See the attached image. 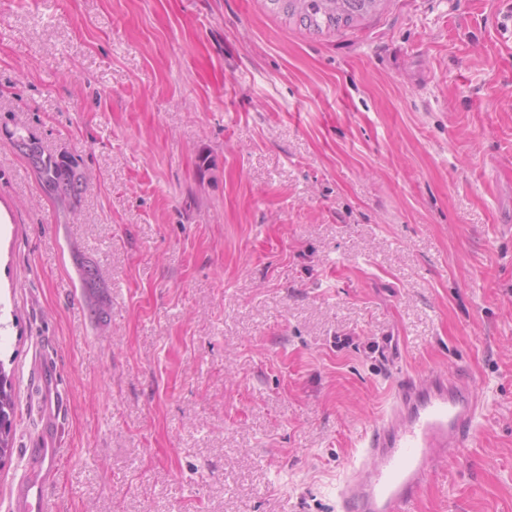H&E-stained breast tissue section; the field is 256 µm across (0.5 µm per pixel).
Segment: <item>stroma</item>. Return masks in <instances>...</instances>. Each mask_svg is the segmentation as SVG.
<instances>
[{
    "mask_svg": "<svg viewBox=\"0 0 512 512\" xmlns=\"http://www.w3.org/2000/svg\"><path fill=\"white\" fill-rule=\"evenodd\" d=\"M15 128L89 173L75 209ZM44 360L48 512H338L393 383L429 371L486 411L417 512H512V0L323 33L268 0H0V512ZM16 413L15 401L12 395V385L3 366L0 365V467L12 455V428ZM6 429L2 431V424Z\"/></svg>",
    "mask_w": 512,
    "mask_h": 512,
    "instance_id": "1",
    "label": "stroma"
}]
</instances>
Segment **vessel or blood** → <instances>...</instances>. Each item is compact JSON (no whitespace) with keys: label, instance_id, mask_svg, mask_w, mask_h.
Masks as SVG:
<instances>
[{"label":"vessel or blood","instance_id":"1","mask_svg":"<svg viewBox=\"0 0 512 512\" xmlns=\"http://www.w3.org/2000/svg\"><path fill=\"white\" fill-rule=\"evenodd\" d=\"M483 416L474 382L461 373L431 371L398 381L389 411L366 437L363 460L341 490L342 512H416L430 467L454 459ZM41 422L14 512H46L45 480L63 457L54 419L45 414Z\"/></svg>","mask_w":512,"mask_h":512}]
</instances>
